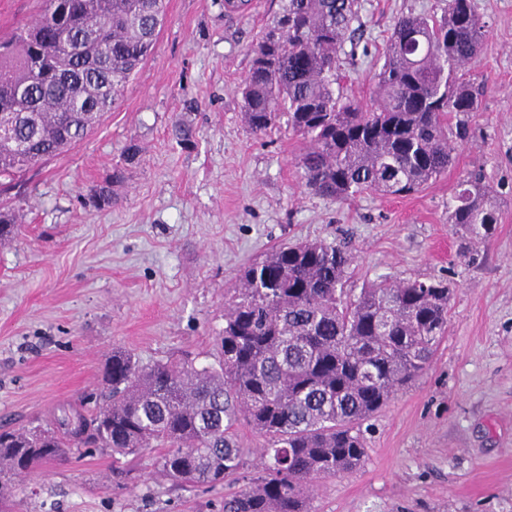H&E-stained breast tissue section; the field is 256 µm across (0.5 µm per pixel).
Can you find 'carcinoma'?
Returning <instances> with one entry per match:
<instances>
[{
    "mask_svg": "<svg viewBox=\"0 0 512 512\" xmlns=\"http://www.w3.org/2000/svg\"><path fill=\"white\" fill-rule=\"evenodd\" d=\"M165 0H45L42 13L0 38V110L13 119L0 140V179L11 181L81 141L112 111L156 39ZM357 0H281L252 49L239 87L249 130L264 136L287 118L305 146L295 159L303 186L340 201L361 194L408 196L448 172L478 109L467 78L486 37L473 0H446L440 17L408 12L394 21L366 104L347 93L345 45L362 34ZM113 171L96 204H112ZM499 209L478 173L458 183L448 224L489 239ZM347 246H281L244 268L224 310L217 363L144 367L112 351L101 402L77 436L65 417L42 429H0V509L11 480L43 459L73 451L156 455L169 479L243 485L224 512H311L309 483L359 468L362 425L430 366L447 332L444 279L388 277L347 287ZM264 439L258 475L241 474V426Z\"/></svg>",
    "mask_w": 512,
    "mask_h": 512,
    "instance_id": "obj_1",
    "label": "carcinoma"
}]
</instances>
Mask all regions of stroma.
I'll return each mask as SVG.
<instances>
[{
	"mask_svg": "<svg viewBox=\"0 0 512 512\" xmlns=\"http://www.w3.org/2000/svg\"><path fill=\"white\" fill-rule=\"evenodd\" d=\"M252 2L228 15L222 0H167L118 106L0 190V212L26 214L0 246V427L92 405L116 348L143 365L214 364L244 266L286 243L345 239L353 288L446 278L448 334L425 375L372 418L363 465L312 481L316 512H512V0H473L487 30L471 70L483 101L455 165L419 193L347 202L304 189L294 163L303 142L287 122L256 136L244 121L238 86L278 9ZM444 5L358 0L364 36L342 60L348 88L369 99L398 15L438 16ZM117 167L111 205L96 206ZM473 172L501 213L477 243L448 225L454 190ZM130 466L113 476L108 450L42 466L13 489V510L222 512L237 489L175 486L148 453Z\"/></svg>",
	"mask_w": 512,
	"mask_h": 512,
	"instance_id": "35a3bbf8",
	"label": "stroma"
}]
</instances>
